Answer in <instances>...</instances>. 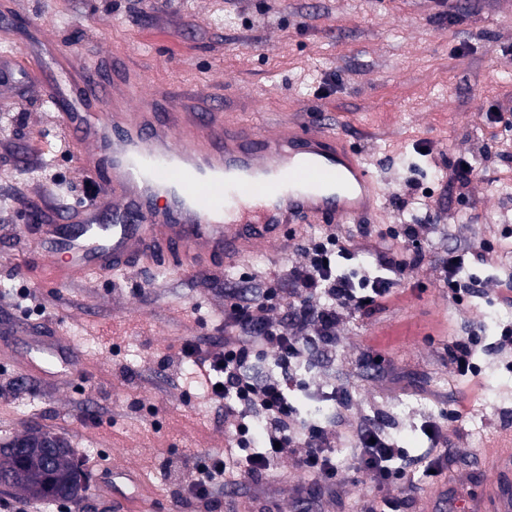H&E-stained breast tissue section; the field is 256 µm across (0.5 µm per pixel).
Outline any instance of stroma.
<instances>
[{"mask_svg":"<svg viewBox=\"0 0 512 512\" xmlns=\"http://www.w3.org/2000/svg\"><path fill=\"white\" fill-rule=\"evenodd\" d=\"M57 28L64 52L111 70L113 54L145 70L149 82L212 86L238 120L328 123L363 153L381 180L377 223L429 224L427 258L381 309L349 321L329 357H315L288 399L331 413L329 386L347 380L355 406L378 413L400 447L421 453L429 416L460 400L452 424L454 457L443 482L447 512H471L495 475L489 461L512 456V384L496 343L512 307L484 291L456 303L436 279L449 250L470 246L464 224H488L492 242L512 241V131L489 112L512 113V0H24ZM45 100L0 103V444L27 429L68 439L95 479L81 498L53 505L0 491V512H248L249 497L284 512H360L371 491L336 445L347 479L332 497L292 501L300 473L274 468L258 482L213 492L204 508L185 491L188 466L225 447L224 408L201 404L185 343H224L225 290L249 297L256 279L280 275L295 250L256 251L184 276L132 269L75 285H52L35 250L18 238L34 198L56 199V183L78 202L75 157L58 150ZM485 166L468 201L448 195L431 209L449 159ZM477 333L476 378H450L448 349L466 321ZM51 324L75 346L77 374L50 383L27 364L30 337L18 323Z\"/></svg>","mask_w":512,"mask_h":512,"instance_id":"stroma-1","label":"stroma"}]
</instances>
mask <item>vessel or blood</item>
Segmentation results:
<instances>
[{
  "label": "vessel or blood",
  "instance_id": "obj_1",
  "mask_svg": "<svg viewBox=\"0 0 512 512\" xmlns=\"http://www.w3.org/2000/svg\"><path fill=\"white\" fill-rule=\"evenodd\" d=\"M49 100L64 151L77 152L79 205L41 204L20 235L66 283L135 262L188 276L201 260L284 251L290 224H354L377 213L379 182L358 150L327 126L274 130L224 116L192 90L111 77L59 49L58 31L30 25L20 52L0 53V99ZM39 369L75 370L58 341L36 340ZM498 512H512V462L498 464Z\"/></svg>",
  "mask_w": 512,
  "mask_h": 512
}]
</instances>
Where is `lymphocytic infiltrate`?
<instances>
[{"label": "lymphocytic infiltrate", "instance_id": "obj_1", "mask_svg": "<svg viewBox=\"0 0 512 512\" xmlns=\"http://www.w3.org/2000/svg\"><path fill=\"white\" fill-rule=\"evenodd\" d=\"M367 251L374 256L376 275L342 277L337 258L351 254L348 237L335 229L318 237L302 238L300 260L288 270L286 280H270L255 289L249 302H230L225 315L224 346L216 351L186 344L182 356L192 362L213 402L232 414L231 446L223 454H204L194 463V477L187 486L190 498L206 501L216 483L236 488L293 459L321 488L336 486L338 469L332 438L344 434L353 452L354 470L374 488L391 479L392 462L404 461L407 469L442 471L449 465L444 420L428 423L430 445L417 456L408 455L386 433L379 415L353 414L344 385H335L336 413L328 421L304 422L288 401L297 382V369L323 350L335 348L346 320L382 307L394 289L425 261L422 246L431 227L405 224L359 225ZM274 357L277 373L258 375L250 369L253 359ZM265 422V450H250V427Z\"/></svg>", "mask_w": 512, "mask_h": 512}]
</instances>
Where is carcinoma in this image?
I'll use <instances>...</instances> for the list:
<instances>
[{
  "mask_svg": "<svg viewBox=\"0 0 512 512\" xmlns=\"http://www.w3.org/2000/svg\"><path fill=\"white\" fill-rule=\"evenodd\" d=\"M0 476L7 480L0 486L48 505L59 499L77 498L90 489V472L76 453L59 463L54 474H48L37 461L22 462L0 453Z\"/></svg>",
  "mask_w": 512,
  "mask_h": 512,
  "instance_id": "carcinoma-1",
  "label": "carcinoma"
}]
</instances>
